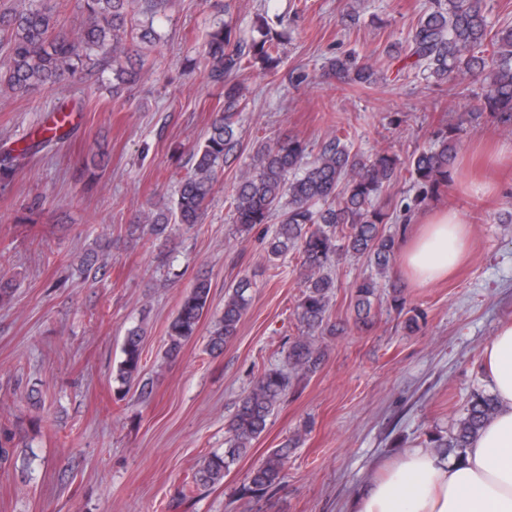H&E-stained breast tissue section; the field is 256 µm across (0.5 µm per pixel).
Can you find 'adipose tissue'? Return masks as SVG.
Instances as JSON below:
<instances>
[{
    "mask_svg": "<svg viewBox=\"0 0 512 512\" xmlns=\"http://www.w3.org/2000/svg\"><path fill=\"white\" fill-rule=\"evenodd\" d=\"M469 231L455 211L432 215L400 254L415 284L438 282L464 258ZM496 414L462 461L410 448L356 492L354 512H512V323L498 328L482 355Z\"/></svg>",
    "mask_w": 512,
    "mask_h": 512,
    "instance_id": "ef3b65f1",
    "label": "adipose tissue"
}]
</instances>
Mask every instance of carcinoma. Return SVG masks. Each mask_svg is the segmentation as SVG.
<instances>
[{
	"label": "carcinoma",
	"instance_id": "1",
	"mask_svg": "<svg viewBox=\"0 0 512 512\" xmlns=\"http://www.w3.org/2000/svg\"><path fill=\"white\" fill-rule=\"evenodd\" d=\"M165 0H145L150 17L133 24L139 0H83L86 23L73 32L58 28L52 10L38 0L16 13H0V88L15 95L54 84L65 75L95 65L112 70V94L135 81L138 70L130 60L127 42L144 49L159 38L153 16ZM281 41L267 21L250 33H240L229 22H215L207 33L205 55L207 79L224 87V106L214 113L206 139L192 154L191 171L179 181L174 210L163 208L145 217L150 231L163 236L171 223L191 227L201 223L214 193L224 162L240 145L235 125L246 108L241 83L235 78L244 70L259 67L273 74L280 62ZM395 57L414 59L413 67L427 79L453 82L472 74L482 77L487 91L477 100L476 111L466 113L473 124L490 118L512 130V23L490 25L481 0H432L431 6L411 26L405 43L393 49ZM329 70L347 84H373L386 79L372 67L352 57L336 58ZM65 119L37 127L18 149L25 157L41 146L68 136ZM462 123L442 118L433 129L430 144L403 163L387 151L364 155L346 139L335 136L308 160L309 145L294 137L279 138L259 146L249 171L241 174L230 198L238 231L245 233L259 224L279 218L268 244V253L278 258L293 250L300 258L302 293L298 318L306 334L288 347V364L305 374L318 370L325 356L315 336L332 332L330 302L336 284L326 273L340 256L364 257L384 277L393 268L400 239L390 232L392 216L381 204L383 193L393 187L405 170L415 189L406 210L418 207L448 191L452 179ZM249 283L240 280L224 296V312L210 330L207 349L219 355L232 340L250 306ZM357 319L363 325L372 318L378 282L370 277L353 285ZM211 286L198 279L184 295L167 330L165 355L177 357L182 347L197 335L209 309ZM144 329H128L122 359L115 379L119 392L134 382L143 367ZM290 376L280 368H266L252 389L239 401L229 420L224 453L206 457L197 468L193 484L209 489L224 482V475L266 429L267 419L288 392ZM496 410V401L483 390L471 393L465 412L448 437L427 435V446L463 459L470 440ZM24 443L14 430L0 429V461L10 459L11 449ZM291 443L266 451L261 462L237 489L241 498H261L282 477Z\"/></svg>",
	"mask_w": 512,
	"mask_h": 512
}]
</instances>
